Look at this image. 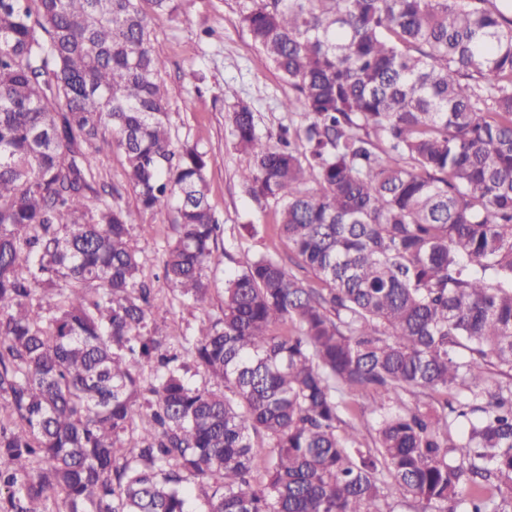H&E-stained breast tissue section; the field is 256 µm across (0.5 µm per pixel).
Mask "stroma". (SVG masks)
I'll list each match as a JSON object with an SVG mask.
<instances>
[{"instance_id": "stroma-1", "label": "stroma", "mask_w": 512, "mask_h": 512, "mask_svg": "<svg viewBox=\"0 0 512 512\" xmlns=\"http://www.w3.org/2000/svg\"><path fill=\"white\" fill-rule=\"evenodd\" d=\"M243 0H179L175 16L154 19L152 36L163 61L161 82L170 101L173 136L197 145L208 159L209 204L224 226L217 246L223 254L215 283L203 306L181 301L162 276V248L171 237L165 216L142 213L131 229L142 275L163 301L154 309L150 328L179 347L180 334H193L203 321L220 316L224 277L254 254L276 252L286 267L303 279L287 241L278 232L274 204L254 200L241 173L251 160L233 142L226 113L237 101L252 105L262 137H277L282 127L300 123L284 102L294 90L265 55L256 49L241 22Z\"/></svg>"}]
</instances>
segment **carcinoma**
Masks as SVG:
<instances>
[{"label":"carcinoma","mask_w":512,"mask_h":512,"mask_svg":"<svg viewBox=\"0 0 512 512\" xmlns=\"http://www.w3.org/2000/svg\"><path fill=\"white\" fill-rule=\"evenodd\" d=\"M177 3L0 0V512L212 480L209 512H512V0H243L305 124L232 105L242 180L318 286L253 255L181 355L130 239L165 212L163 277L207 301L223 225L152 39ZM107 129L136 212L96 188Z\"/></svg>","instance_id":"cac0c4a2"}]
</instances>
